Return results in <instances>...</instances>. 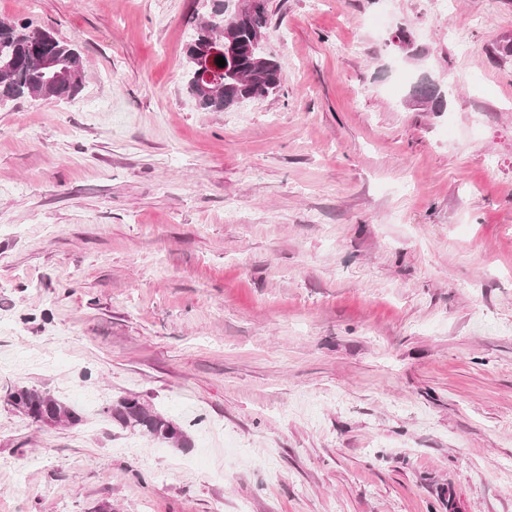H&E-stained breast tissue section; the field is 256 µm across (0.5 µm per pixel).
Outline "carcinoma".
Instances as JSON below:
<instances>
[{
    "label": "carcinoma",
    "instance_id": "1",
    "mask_svg": "<svg viewBox=\"0 0 512 512\" xmlns=\"http://www.w3.org/2000/svg\"><path fill=\"white\" fill-rule=\"evenodd\" d=\"M269 21L268 0L247 19L237 51L224 54L226 65L205 68L211 80L193 90L194 99L206 112H222L256 95L261 90L274 95L284 77L276 59L252 35L265 33ZM201 35L186 49L187 67L205 64L207 46L222 36L209 24H199ZM85 79L83 58L78 48L61 41L31 22L0 20V106L24 97L53 101L73 99ZM20 398L30 407L32 418L41 420V408L50 401L34 389L22 387ZM112 420L123 426H139L159 439H173L179 429L165 418L148 411L138 400L124 398L110 411Z\"/></svg>",
    "mask_w": 512,
    "mask_h": 512
}]
</instances>
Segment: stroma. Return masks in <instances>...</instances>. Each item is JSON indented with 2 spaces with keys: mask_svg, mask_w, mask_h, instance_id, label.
Instances as JSON below:
<instances>
[{
  "mask_svg": "<svg viewBox=\"0 0 512 512\" xmlns=\"http://www.w3.org/2000/svg\"><path fill=\"white\" fill-rule=\"evenodd\" d=\"M449 2L270 0L206 112L213 0H0L86 71L0 109V512H512V0ZM263 3L247 19L237 51L224 54V47L229 49L233 45L231 33L239 26L241 21L253 12L260 3L259 0H231L233 7L224 3V8L217 14H212L210 22L217 31L224 34L230 42L225 43L222 36L204 22L199 24L201 35L194 38L186 49L187 70L196 65H204V70L211 75V80L204 84V88H196L192 92L200 109L206 112H221L235 107L244 100L257 95L258 91L268 90L269 96L281 90L284 77L282 69L276 59L268 55L263 47V41L255 42L252 35L258 31L261 34L269 21L268 0ZM211 40L224 42L221 47L211 46V61L216 56H222L226 61L225 67L208 68L205 66L207 46ZM191 60V61H190ZM207 72L195 70L189 79V84L202 85L208 78ZM110 417L123 426L145 428L149 434L159 439H174L180 433L172 422L148 411L138 400L132 398L121 399L112 406Z\"/></svg>",
  "mask_w": 512,
  "mask_h": 512,
  "instance_id": "35a3bbf8",
  "label": "stroma"
}]
</instances>
